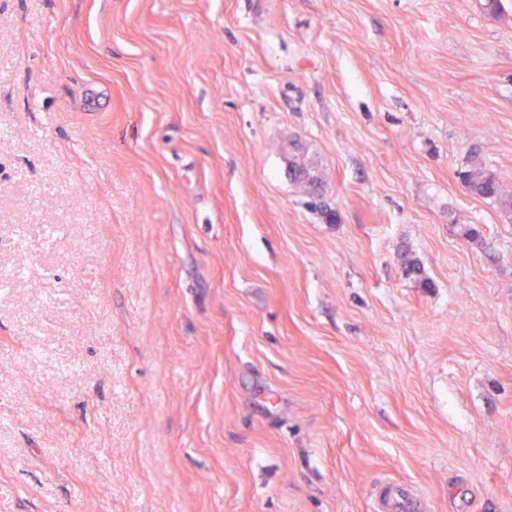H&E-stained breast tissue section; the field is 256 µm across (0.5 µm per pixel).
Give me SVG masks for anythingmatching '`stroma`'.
I'll list each match as a JSON object with an SVG mask.
<instances>
[{
  "label": "stroma",
  "mask_w": 512,
  "mask_h": 512,
  "mask_svg": "<svg viewBox=\"0 0 512 512\" xmlns=\"http://www.w3.org/2000/svg\"><path fill=\"white\" fill-rule=\"evenodd\" d=\"M502 3L0 0V512H512ZM460 181L471 193L495 199L506 212L512 210V193L497 181L482 160H470L465 170L458 173ZM379 512H423L421 499L398 488H389L378 502Z\"/></svg>",
  "instance_id": "35a3bbf8"
}]
</instances>
